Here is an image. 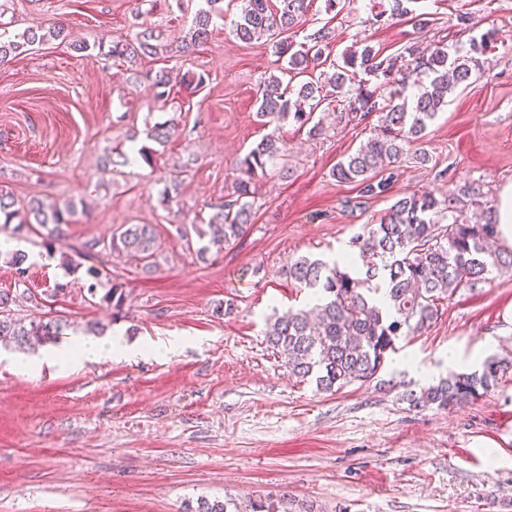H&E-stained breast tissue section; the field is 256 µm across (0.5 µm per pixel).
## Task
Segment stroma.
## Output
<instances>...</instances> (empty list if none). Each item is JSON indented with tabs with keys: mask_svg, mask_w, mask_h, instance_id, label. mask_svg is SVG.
Listing matches in <instances>:
<instances>
[{
	"mask_svg": "<svg viewBox=\"0 0 512 512\" xmlns=\"http://www.w3.org/2000/svg\"><path fill=\"white\" fill-rule=\"evenodd\" d=\"M389 0H350L327 12L311 0L299 35L329 26L334 41L324 72L343 53L372 45L394 54L409 44H467L459 14L490 31L485 71L449 98L429 124L426 164L407 160L390 193L360 199L332 170L374 136L376 116L330 124L323 135L283 122L262 125L257 99L285 62L271 43L239 41L230 19L216 20L191 58L143 60L174 77L204 74L202 89L174 84L159 100L147 81L98 52L60 42L0 65V189L22 203H86L66 230L67 247L109 239L121 225H154L159 267L110 257L105 271L128 295V316L87 292L84 269L65 273L37 237L28 253L33 301L17 316L47 315L106 323L109 335L160 345L176 354H141L72 371L44 365L34 375L0 348V512H196L199 499L246 504L281 496L317 512H512V373L477 400L450 411L410 408L400 383L437 382L449 369L471 371L489 356L512 360V275L496 277L445 305L423 335L399 341L381 372L393 389L351 385L322 392L290 376L265 340L273 313L315 304L312 290L288 279L295 260H337L350 240L378 223L407 193L441 196L466 180L491 197L512 183V0H420L428 21L373 22ZM198 7L174 0H8L13 29L63 23L70 39L110 47L131 39L141 21L165 40L185 35ZM175 119L176 134L151 163L118 175L101 158L147 120ZM287 147L257 179L255 216L243 236L199 259L176 233L208 217L209 203L231 193L240 158L266 134ZM189 161L171 207L158 192L173 164ZM66 294L53 296L56 284ZM459 362L449 366V353Z\"/></svg>",
	"mask_w": 512,
	"mask_h": 512,
	"instance_id": "obj_1",
	"label": "stroma"
}]
</instances>
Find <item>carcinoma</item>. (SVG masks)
Returning <instances> with one entry per match:
<instances>
[{"mask_svg": "<svg viewBox=\"0 0 512 512\" xmlns=\"http://www.w3.org/2000/svg\"><path fill=\"white\" fill-rule=\"evenodd\" d=\"M192 19L188 35L178 43L162 40L151 26H140L129 41L112 44L99 54L119 59L128 66L145 57L161 58L189 50L208 40L213 18L224 16L223 0H203ZM420 0H391L390 9L375 14L380 26L396 20L417 18L414 5ZM240 15L231 21L237 38L243 42L267 37L272 39L296 27L308 12L309 0H240ZM335 37L327 27L306 36V42L294 44L286 38L273 43L275 52L288 57V81L271 75L263 81L257 112L266 124L292 121L308 135L322 134L323 119H315L324 100L323 84L310 79L294 80L323 64L322 54ZM67 41L60 25L47 29L26 28L13 35L0 22V63L34 45ZM480 71L479 59L462 55L440 42L425 52L415 45L405 54L385 56L367 45L361 52L342 56V64L327 82L344 98L334 120L352 122L373 112L380 114L376 137L355 153L340 160L333 170L339 182L355 183L360 197L388 194L399 176L400 164L413 154L428 161L420 150L428 123L448 105V95L470 84ZM370 76L356 80L358 73ZM161 99L171 92V79L164 68L145 74ZM174 127L169 121L146 130V139L160 146L168 143ZM154 149L136 145L131 139L128 150L114 148L108 162L112 166H131L138 161L151 164ZM284 155L283 146L272 136L262 138L240 161L241 176L232 198L211 206L212 213L202 224L176 226L186 237L195 233L205 258L214 246L221 250L239 239L251 223L255 194L254 180L267 174L268 165ZM494 200L488 198L484 184L465 181L439 199L432 193H411L397 199L380 217L379 223L355 236L351 246L358 249L365 269L351 276L339 266L322 260L300 258L288 266V277L322 293L312 312L297 311L278 316L270 323L267 340L285 354L291 373L300 378L315 376L317 388L338 391L354 384H366L377 378L396 343L416 336L437 321L441 306L460 292L491 282L490 275L512 271V251L492 249L499 233ZM75 207H45L38 201L17 206L8 192L0 189V218L15 224L14 233L39 228L42 246L53 255L62 246L65 227L71 223ZM157 235L152 224H124L108 241L94 239L76 250L78 259L62 255L63 265L88 263L86 275L92 279L88 293L99 296L100 304L112 310V321L124 317L128 295L123 285L102 282L105 258L112 253L137 256L143 271L150 272L157 255ZM17 276L14 290L0 291V344L22 347L38 339L55 343L71 328L68 320L33 316L18 319L13 306L31 298L24 288L28 254L14 250L5 254ZM103 293H98V287ZM512 370L507 359L488 357L482 368L472 372H448L437 383L418 389L406 388L402 400L412 408L436 407L452 410L464 406L497 385ZM250 512H280V500L271 496L251 501ZM199 512H240L231 499L201 503Z\"/></svg>", "mask_w": 512, "mask_h": 512, "instance_id": "1", "label": "carcinoma"}]
</instances>
